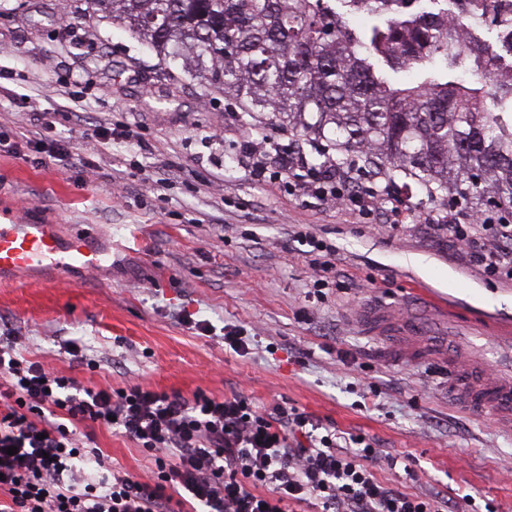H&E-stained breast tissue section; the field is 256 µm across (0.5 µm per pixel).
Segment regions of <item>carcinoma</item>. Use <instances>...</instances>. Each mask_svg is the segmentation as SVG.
<instances>
[{
    "instance_id": "cac0c4a2",
    "label": "carcinoma",
    "mask_w": 512,
    "mask_h": 512,
    "mask_svg": "<svg viewBox=\"0 0 512 512\" xmlns=\"http://www.w3.org/2000/svg\"><path fill=\"white\" fill-rule=\"evenodd\" d=\"M89 2L249 110L512 208V0ZM359 14L363 30L350 27Z\"/></svg>"
}]
</instances>
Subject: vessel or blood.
Returning a JSON list of instances; mask_svg holds the SVG:
<instances>
[{
    "mask_svg": "<svg viewBox=\"0 0 512 512\" xmlns=\"http://www.w3.org/2000/svg\"><path fill=\"white\" fill-rule=\"evenodd\" d=\"M104 259L89 236L60 235L50 224H40L7 213L0 215V281L9 274L60 263L94 268ZM360 320L378 336H420L426 334L425 323L406 317L392 325L388 317L374 309L360 312ZM492 333L497 349L494 364L483 362L452 368L450 385L456 397L471 410L491 411L512 418V321H495L480 326Z\"/></svg>",
    "mask_w": 512,
    "mask_h": 512,
    "instance_id": "obj_1",
    "label": "vessel or blood"
}]
</instances>
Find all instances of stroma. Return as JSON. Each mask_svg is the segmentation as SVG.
Instances as JSON below:
<instances>
[{"instance_id": "stroma-1", "label": "stroma", "mask_w": 512, "mask_h": 512, "mask_svg": "<svg viewBox=\"0 0 512 512\" xmlns=\"http://www.w3.org/2000/svg\"><path fill=\"white\" fill-rule=\"evenodd\" d=\"M116 121L134 124L137 145L90 147L87 134ZM0 135L19 149L0 153V211L83 225L112 251L97 270L0 287V336L18 337L27 358L96 389L139 383L293 406L381 449L378 478L430 494L441 512H512V421L469 411L448 388L449 358L492 359L490 343L462 340L452 324L416 337L409 355L402 337L370 335L358 319L375 307L430 322L439 303L512 319V279L483 273L447 230L425 224L447 210L446 194L395 171L413 210L401 225L304 196L278 179L280 162L299 151L319 166L329 141L172 73L89 0L0 7ZM305 232L330 247L344 273L336 287L315 292L296 241ZM186 314L211 334L187 330ZM228 325L246 351L225 346ZM71 340L81 356L65 353ZM84 432L101 450L75 463L86 481L113 468L149 480L134 442L97 425Z\"/></svg>"}]
</instances>
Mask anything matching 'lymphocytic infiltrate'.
Here are the masks:
<instances>
[{"label":"lymphocytic infiltrate","instance_id":"obj_1","mask_svg":"<svg viewBox=\"0 0 512 512\" xmlns=\"http://www.w3.org/2000/svg\"><path fill=\"white\" fill-rule=\"evenodd\" d=\"M284 175L365 218L397 225L411 212L386 172L349 156L316 171L298 158ZM426 221L447 229L488 275L512 278L511 220L452 206ZM88 423L135 442L151 480L116 471L81 483L73 461L87 454L79 428ZM380 456L292 407L258 411L241 395L188 398L139 384L85 387L0 342V512H294L310 502L321 512H437L431 496L380 481L372 469Z\"/></svg>","mask_w":512,"mask_h":512}]
</instances>
